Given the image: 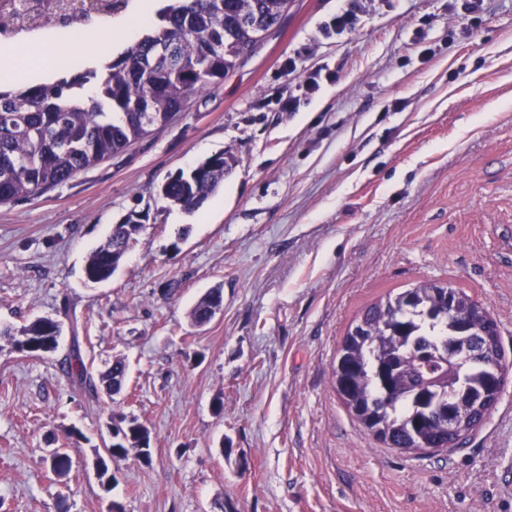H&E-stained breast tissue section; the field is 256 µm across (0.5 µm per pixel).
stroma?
Instances as JSON below:
<instances>
[{
	"mask_svg": "<svg viewBox=\"0 0 512 512\" xmlns=\"http://www.w3.org/2000/svg\"><path fill=\"white\" fill-rule=\"evenodd\" d=\"M353 3L356 27L328 31ZM220 151L199 210L153 195ZM133 211L136 245L87 282ZM425 280L486 306L512 361V0H293L169 125L0 205V327L63 320L52 353L0 336V512H512V381L462 445L421 455L369 436L332 388L358 312ZM216 287L220 313L193 326ZM76 344L95 374L125 359L121 404L71 384ZM123 417L151 461L112 462L107 490L93 461ZM59 447L65 477L45 459ZM224 300L223 290L220 288L213 289L193 307L190 312L192 322L197 326L208 324L214 315L216 309L222 306Z\"/></svg>",
	"mask_w": 512,
	"mask_h": 512,
	"instance_id": "stroma-1",
	"label": "stroma"
}]
</instances>
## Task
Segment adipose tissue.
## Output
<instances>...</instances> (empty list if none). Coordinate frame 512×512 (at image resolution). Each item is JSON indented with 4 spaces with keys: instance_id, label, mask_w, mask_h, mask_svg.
<instances>
[{
    "instance_id": "obj_1",
    "label": "adipose tissue",
    "mask_w": 512,
    "mask_h": 512,
    "mask_svg": "<svg viewBox=\"0 0 512 512\" xmlns=\"http://www.w3.org/2000/svg\"><path fill=\"white\" fill-rule=\"evenodd\" d=\"M154 0H135V6L129 16L116 19L112 23V40L105 48H80L77 40L61 39L51 41L44 58H32L27 61L12 60L5 69L6 74L21 77L38 78L54 72L59 60L83 67L95 66L103 54L123 48L136 40L141 30L154 16Z\"/></svg>"
}]
</instances>
